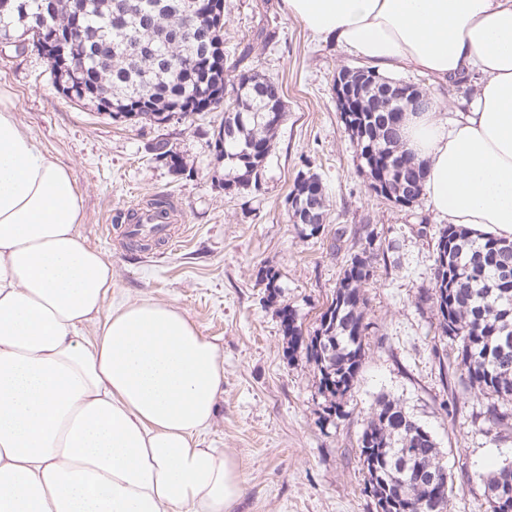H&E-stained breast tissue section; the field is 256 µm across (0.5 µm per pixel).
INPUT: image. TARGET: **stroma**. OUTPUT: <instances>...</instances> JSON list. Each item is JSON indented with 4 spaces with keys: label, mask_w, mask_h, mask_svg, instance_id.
Returning <instances> with one entry per match:
<instances>
[{
    "label": "stroma",
    "mask_w": 512,
    "mask_h": 512,
    "mask_svg": "<svg viewBox=\"0 0 512 512\" xmlns=\"http://www.w3.org/2000/svg\"><path fill=\"white\" fill-rule=\"evenodd\" d=\"M273 43L255 41L259 27ZM252 45L259 70L283 84L287 112L262 176L260 192L228 194L212 133L222 112L187 123L115 122L93 105L69 100L52 83L47 58L34 50L0 52V96L51 156L71 171L83 197L85 244L112 265L107 306L149 297L181 309L222 351L223 394L203 444L234 455L245 495L237 512H376L356 457L363 423L378 398L395 400L431 432L448 467V512H490L484 478L512 465V431L484 434L482 406L464 403L456 374H439L436 319L416 306L429 286L436 233L445 222L419 200L400 208L375 196L358 148L336 105L334 79L359 59L321 42L286 16L281 0H224V47L237 56ZM441 101L447 113L471 101L477 78L438 86L415 70L397 72ZM165 135L189 171L178 175L152 160L148 146ZM311 169L326 187L325 229L306 238L288 221L286 198L298 171ZM158 195L171 198L187 227L175 250L131 249L103 225ZM343 230L339 252L329 250ZM384 253L365 287V356L343 412L327 417L318 375L305 353L289 356L279 310H295L304 334L319 325L339 272L366 239ZM278 276L277 297L261 280Z\"/></svg>",
    "instance_id": "1"
}]
</instances>
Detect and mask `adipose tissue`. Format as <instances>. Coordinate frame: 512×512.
Wrapping results in <instances>:
<instances>
[{"label": "adipose tissue", "instance_id": "adipose-tissue-1", "mask_svg": "<svg viewBox=\"0 0 512 512\" xmlns=\"http://www.w3.org/2000/svg\"><path fill=\"white\" fill-rule=\"evenodd\" d=\"M379 72L479 74L456 118L407 111L440 219L512 242V0H282ZM68 169L0 101V512H234L236 459L199 437L220 347L177 307L105 310L112 265L84 245ZM94 334H86V327Z\"/></svg>", "mask_w": 512, "mask_h": 512}]
</instances>
